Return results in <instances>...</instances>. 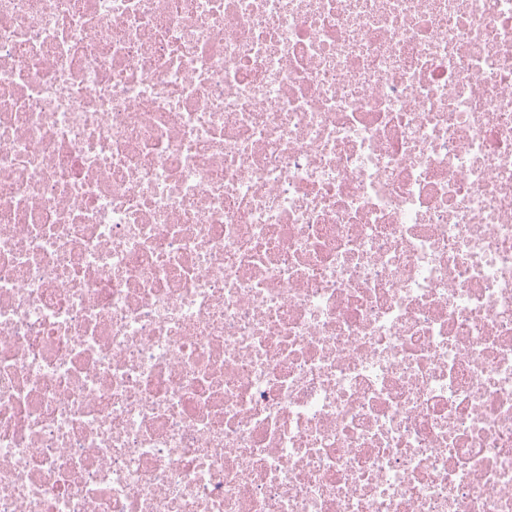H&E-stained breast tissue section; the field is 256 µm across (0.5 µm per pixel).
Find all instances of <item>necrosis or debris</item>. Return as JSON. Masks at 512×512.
Here are the masks:
<instances>
[{"label":"necrosis or debris","instance_id":"obj_1","mask_svg":"<svg viewBox=\"0 0 512 512\" xmlns=\"http://www.w3.org/2000/svg\"><path fill=\"white\" fill-rule=\"evenodd\" d=\"M0 512H512V0H0Z\"/></svg>","mask_w":512,"mask_h":512}]
</instances>
